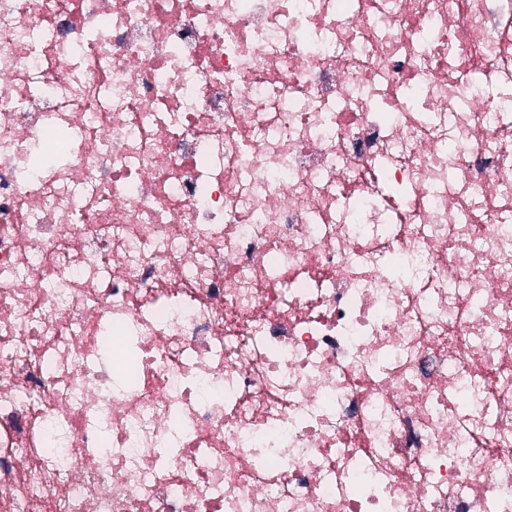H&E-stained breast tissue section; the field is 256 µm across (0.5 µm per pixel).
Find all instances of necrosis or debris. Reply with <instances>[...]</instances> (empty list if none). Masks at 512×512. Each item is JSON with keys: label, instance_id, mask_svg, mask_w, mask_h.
<instances>
[{"label": "necrosis or debris", "instance_id": "obj_1", "mask_svg": "<svg viewBox=\"0 0 512 512\" xmlns=\"http://www.w3.org/2000/svg\"><path fill=\"white\" fill-rule=\"evenodd\" d=\"M0 512H512V0H0Z\"/></svg>", "mask_w": 512, "mask_h": 512}]
</instances>
